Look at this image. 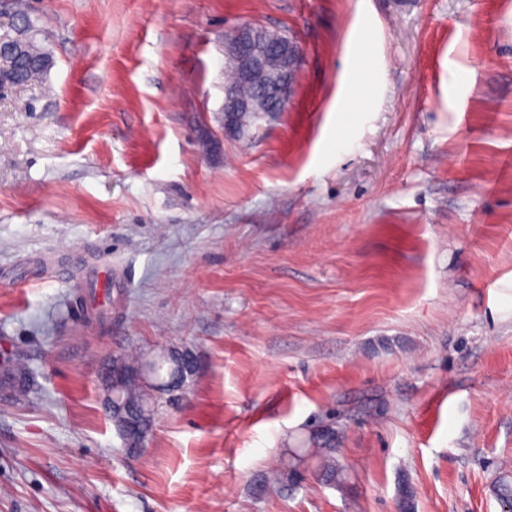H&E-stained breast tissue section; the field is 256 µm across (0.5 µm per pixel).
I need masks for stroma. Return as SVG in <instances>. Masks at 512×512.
<instances>
[{"label": "stroma", "instance_id": "stroma-1", "mask_svg": "<svg viewBox=\"0 0 512 512\" xmlns=\"http://www.w3.org/2000/svg\"><path fill=\"white\" fill-rule=\"evenodd\" d=\"M44 80L0 99V512H501L512 475V0H26ZM372 111L336 136L348 37ZM302 49L224 131V36ZM112 266L97 287L93 263ZM106 304L98 322L92 302ZM189 349L145 449L105 362ZM331 435L341 484L289 448ZM358 27L361 30L356 47L349 57L344 82L336 97V113L371 111L380 83L374 56L366 46L370 34L368 18H364ZM20 360L19 356L13 355L4 362L3 367L17 393H23L30 387L28 369Z\"/></svg>", "mask_w": 512, "mask_h": 512}]
</instances>
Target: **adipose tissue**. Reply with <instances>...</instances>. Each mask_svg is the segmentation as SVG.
I'll return each mask as SVG.
<instances>
[{"instance_id": "adipose-tissue-1", "label": "adipose tissue", "mask_w": 512, "mask_h": 512, "mask_svg": "<svg viewBox=\"0 0 512 512\" xmlns=\"http://www.w3.org/2000/svg\"><path fill=\"white\" fill-rule=\"evenodd\" d=\"M360 34L355 50L345 71L340 93L336 98V109L340 112H368L375 101L380 77L373 54L366 43L369 38V21H361Z\"/></svg>"}]
</instances>
